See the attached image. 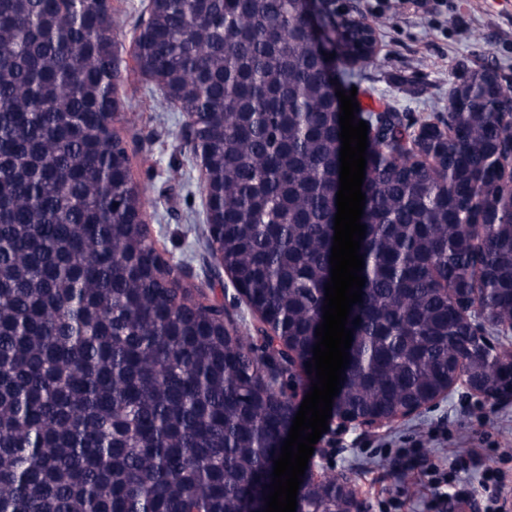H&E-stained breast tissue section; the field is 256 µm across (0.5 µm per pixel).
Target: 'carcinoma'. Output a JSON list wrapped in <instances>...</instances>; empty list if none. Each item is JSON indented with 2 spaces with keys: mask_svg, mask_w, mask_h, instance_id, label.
Returning a JSON list of instances; mask_svg holds the SVG:
<instances>
[{
  "mask_svg": "<svg viewBox=\"0 0 512 512\" xmlns=\"http://www.w3.org/2000/svg\"><path fill=\"white\" fill-rule=\"evenodd\" d=\"M151 0L133 71L195 116L224 271L260 325L168 278L128 149L106 123L112 0H0V512H257L323 322L340 103L312 32L327 0ZM340 53L375 28L344 23ZM474 73L448 121L368 125L365 285L332 415L391 416L460 376L500 395L512 350V94ZM485 312L469 319L464 304ZM361 322L351 324L355 318ZM303 477L301 512H343Z\"/></svg>",
  "mask_w": 512,
  "mask_h": 512,
  "instance_id": "cac0c4a2",
  "label": "carcinoma"
}]
</instances>
